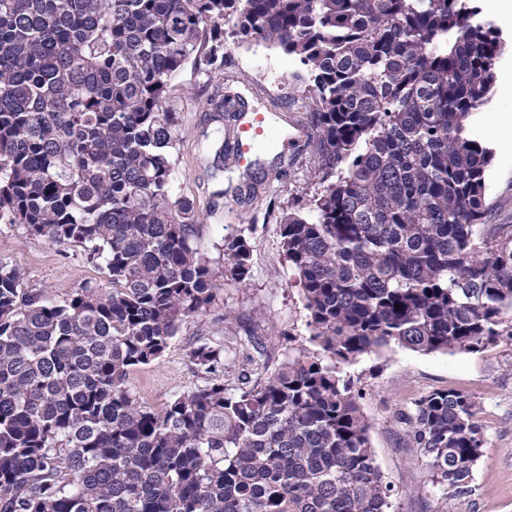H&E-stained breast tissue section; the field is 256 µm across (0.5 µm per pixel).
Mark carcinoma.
Returning <instances> with one entry per match:
<instances>
[{"mask_svg": "<svg viewBox=\"0 0 512 512\" xmlns=\"http://www.w3.org/2000/svg\"><path fill=\"white\" fill-rule=\"evenodd\" d=\"M472 0H0V221L78 243L112 291L54 302L0 263V512H389L342 365L393 346L476 353L512 317V244L481 234L491 153L467 130L503 50ZM299 59L320 190L281 217L309 341L266 380L224 384V345L189 357L205 385L153 410L126 386L221 284L203 217L171 194L168 82L224 68V32ZM211 119L238 95L204 99ZM249 280L251 245H221ZM248 366L269 369L246 333ZM475 401L406 415L432 481L461 494L481 457Z\"/></svg>", "mask_w": 512, "mask_h": 512, "instance_id": "1", "label": "carcinoma"}]
</instances>
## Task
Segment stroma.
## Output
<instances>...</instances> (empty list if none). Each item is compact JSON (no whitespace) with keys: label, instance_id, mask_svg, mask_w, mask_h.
I'll use <instances>...</instances> for the list:
<instances>
[{"label":"stroma","instance_id":"stroma-1","mask_svg":"<svg viewBox=\"0 0 512 512\" xmlns=\"http://www.w3.org/2000/svg\"><path fill=\"white\" fill-rule=\"evenodd\" d=\"M475 4L506 41L490 100L470 124L472 136L492 151L485 172L490 218L483 232L506 241L512 239V17L501 13L494 0ZM224 55L222 70L204 75L188 69L168 85L165 108L180 115L172 150V194L204 212L200 248L214 269L223 265L219 247L224 238L246 233L251 277L243 286L225 282L214 306L183 323L159 361L130 373L129 389L139 404L152 409L205 384L206 374L188 357L198 340L208 338L238 350L250 332L265 343L275 365L289 347L310 346L308 312L280 235L283 213L307 209L321 189L318 137L308 112L300 107L308 82L295 58L272 47L228 36ZM201 90L236 94L247 98L249 108L270 112L273 126L292 139L281 180L261 170L245 176L240 165L215 169L219 125L209 121L197 96ZM0 261L22 274L27 291L52 301L68 298L86 282L112 288L106 271L88 260L83 247L46 244L19 224L0 222ZM343 371L359 393L376 464L395 490V512H512V336H500L477 353L425 355L396 346ZM446 389L474 397L483 436L474 478L462 495L432 484L400 420L421 396Z\"/></svg>","mask_w":512,"mask_h":512}]
</instances>
